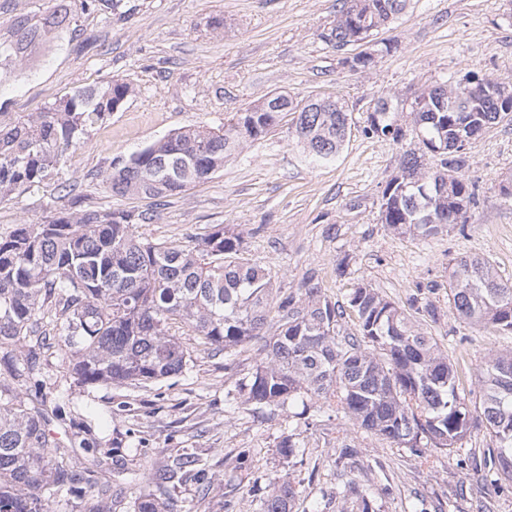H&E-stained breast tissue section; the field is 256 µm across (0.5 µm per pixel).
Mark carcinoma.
I'll return each instance as SVG.
<instances>
[{"mask_svg":"<svg viewBox=\"0 0 512 512\" xmlns=\"http://www.w3.org/2000/svg\"><path fill=\"white\" fill-rule=\"evenodd\" d=\"M408 0H341L323 41L344 51L361 40L379 55L393 45L376 36L402 13ZM71 0H58L40 19L25 14L0 35V80L21 73L41 46L72 32ZM469 85H428L403 99L380 97L363 128L403 124L409 114L426 153L473 138L512 113L499 111L488 81L475 72ZM133 94L112 79L67 94L43 112L0 123V200L58 175L61 161L84 144L88 130L105 123ZM305 111L286 99L278 110L263 97L234 113L221 129L189 128L169 134L129 157L112 160L104 178L113 196L142 195L161 203L211 178L247 143L263 138L289 113L292 134L314 162L334 160L350 134V109ZM425 153L410 151L400 175L382 190L380 220L399 234L430 237L469 223L476 186L460 173L463 153H447L427 166ZM456 177L440 190L438 170ZM153 220L142 211L99 210L73 198L49 220L19 224L0 234V512H57L62 503L95 502L93 512H112L109 489L86 478L87 468L68 449L102 451L81 437L85 423L70 421L57 436L72 386L148 385L185 372L193 351L172 333L189 329L197 345L229 351L272 331L254 371L239 380L242 403L254 411L304 418L330 410L347 420L338 431L336 464L355 456L357 434L406 449L420 462L432 448L453 453L475 429L496 442L488 449L485 478L497 488L512 484V353H491L479 368L480 402L460 391L456 367L414 314L436 322L428 301L415 313L376 289L359 286L341 304L308 279L296 294L280 298L270 272L244 257L242 239L222 227L194 247L148 240L136 226ZM448 301L463 322L512 333V282L486 259L462 257L448 264ZM64 370L62 384L42 374L46 356ZM197 460L179 457L156 473L161 488L176 475L194 481L205 498L210 484ZM298 488L276 476L263 512H289ZM374 495L351 479L340 512H374ZM134 512H177L154 493Z\"/></svg>","mask_w":512,"mask_h":512,"instance_id":"carcinoma-1","label":"carcinoma"}]
</instances>
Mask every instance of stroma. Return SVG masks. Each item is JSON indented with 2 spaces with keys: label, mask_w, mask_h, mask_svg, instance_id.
Returning <instances> with one entry per match:
<instances>
[{
  "label": "stroma",
  "mask_w": 512,
  "mask_h": 512,
  "mask_svg": "<svg viewBox=\"0 0 512 512\" xmlns=\"http://www.w3.org/2000/svg\"><path fill=\"white\" fill-rule=\"evenodd\" d=\"M340 5L120 0L106 14H77L76 32L46 43L22 76L0 84V115L13 121L41 112L113 78L134 93L64 158L56 179L0 202V234L54 216L64 205L63 182L75 185L85 207L153 211V221L137 227L152 240L188 245L220 224L241 232L246 257L271 272L281 293L310 277L334 301L360 285L402 307L413 298L432 301L441 318L423 320V329L456 361L461 390H477L483 358L512 352V334L458 320L448 302V264L485 257L512 281V124L495 125L468 146L463 174L478 188L468 224L428 238L394 234L379 217L381 192L417 139L369 138L362 128L379 97L408 96L468 71L512 86V0H410L379 33L394 51L363 72L343 66L341 53L321 39ZM281 91L298 100L332 95L346 102L354 126L335 160L311 162L286 118L166 206L106 190L113 158L178 129L221 128L230 113ZM259 346L255 340L228 353L198 350L188 375L147 387L74 389L66 415L90 424L108 449L92 476L111 485L112 512H131L152 491V475L186 448L204 458L210 493L202 499L193 482L168 483L164 493L177 512H261L277 473L300 486L290 512H336L344 482L334 464L340 422L323 415L307 424L242 406L236 383L253 371ZM291 434L305 452L287 461L276 446ZM494 445L476 430L455 453L431 449L423 465L386 442L361 438L373 486L391 489L377 496L376 512H415L423 501L441 502L443 512H512V492L501 493L471 468L473 456Z\"/></svg>",
  "instance_id": "stroma-1"
}]
</instances>
